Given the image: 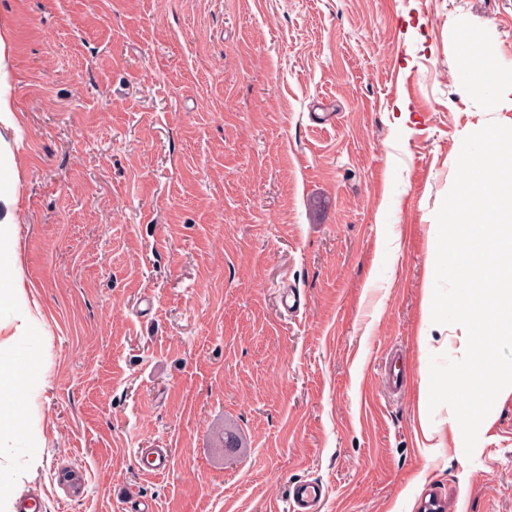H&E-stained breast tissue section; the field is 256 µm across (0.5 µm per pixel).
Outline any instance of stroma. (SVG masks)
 <instances>
[{
    "mask_svg": "<svg viewBox=\"0 0 512 512\" xmlns=\"http://www.w3.org/2000/svg\"><path fill=\"white\" fill-rule=\"evenodd\" d=\"M0 19L45 322L36 512H291L303 479L320 512H512V394L465 456L426 383L459 343L421 339L462 142L512 126V0H0ZM463 28L497 86L464 79ZM142 472L147 474H160L170 466L169 455L162 448H144L140 451ZM292 512H318L323 499V487L313 481H299L289 490Z\"/></svg>",
    "mask_w": 512,
    "mask_h": 512,
    "instance_id": "35a3bbf8",
    "label": "stroma"
}]
</instances>
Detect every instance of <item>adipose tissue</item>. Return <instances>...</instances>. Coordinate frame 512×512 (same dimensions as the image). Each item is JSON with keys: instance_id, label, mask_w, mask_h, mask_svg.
Here are the masks:
<instances>
[{"instance_id": "obj_1", "label": "adipose tissue", "mask_w": 512, "mask_h": 512, "mask_svg": "<svg viewBox=\"0 0 512 512\" xmlns=\"http://www.w3.org/2000/svg\"><path fill=\"white\" fill-rule=\"evenodd\" d=\"M11 32L0 22V127L18 130L19 116L10 93ZM0 512H16L29 466L39 460L43 430L35 398L47 383L34 356L24 349L43 321L37 299L23 273L17 229L21 173L0 137Z\"/></svg>"}]
</instances>
